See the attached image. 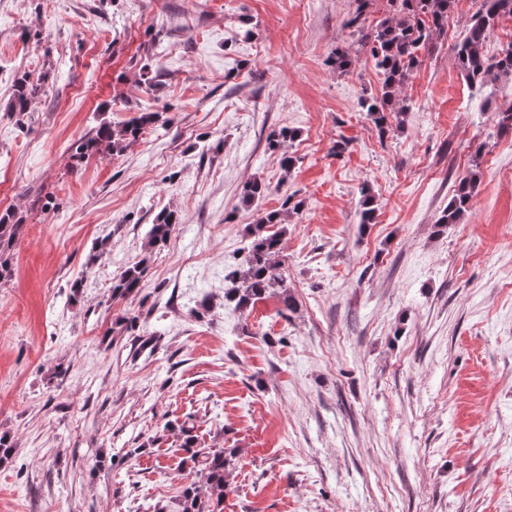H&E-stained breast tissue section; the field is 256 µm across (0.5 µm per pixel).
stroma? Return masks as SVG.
Segmentation results:
<instances>
[{
    "instance_id": "stroma-1",
    "label": "stroma",
    "mask_w": 512,
    "mask_h": 512,
    "mask_svg": "<svg viewBox=\"0 0 512 512\" xmlns=\"http://www.w3.org/2000/svg\"><path fill=\"white\" fill-rule=\"evenodd\" d=\"M355 9L0 0V214L23 222L0 280V512H176L195 476L165 425L187 419L235 452L223 512H512V86L460 74L477 5L459 0L404 88L411 112L379 134L360 100L380 77L342 27ZM21 76L39 87L20 120ZM144 111L161 122L121 155L73 157L101 120ZM283 127L287 177L266 145ZM474 167L471 209L438 231ZM256 178L270 189L244 205ZM288 195L292 307L236 312L226 269ZM164 209L180 223L145 256ZM143 257L139 292L113 296Z\"/></svg>"
}]
</instances>
